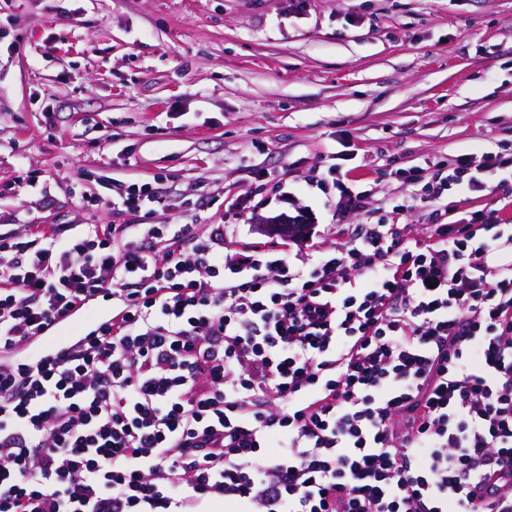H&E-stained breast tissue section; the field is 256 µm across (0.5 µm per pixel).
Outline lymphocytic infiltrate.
<instances>
[{
	"instance_id": "lymphocytic-infiltrate-1",
	"label": "lymphocytic infiltrate",
	"mask_w": 512,
	"mask_h": 512,
	"mask_svg": "<svg viewBox=\"0 0 512 512\" xmlns=\"http://www.w3.org/2000/svg\"><path fill=\"white\" fill-rule=\"evenodd\" d=\"M512 169L406 171L420 199ZM328 166L345 212L370 191ZM137 213L158 180L105 181ZM0 233V512H512V225L369 224L309 268L226 225Z\"/></svg>"
}]
</instances>
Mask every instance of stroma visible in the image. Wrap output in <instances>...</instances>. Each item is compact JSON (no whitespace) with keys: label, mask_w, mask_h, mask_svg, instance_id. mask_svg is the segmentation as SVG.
<instances>
[{"label":"stroma","mask_w":512,"mask_h":512,"mask_svg":"<svg viewBox=\"0 0 512 512\" xmlns=\"http://www.w3.org/2000/svg\"><path fill=\"white\" fill-rule=\"evenodd\" d=\"M503 149L512 0H0L5 224L234 222L238 242L292 257L364 224L415 239L475 211L512 218V173L403 212V171ZM333 153L371 190L367 211L341 214L316 187ZM157 174L166 202L149 214L119 211L99 187ZM77 185L95 206L71 201ZM253 189L269 205L229 215ZM284 212L304 238L260 231Z\"/></svg>","instance_id":"1"}]
</instances>
